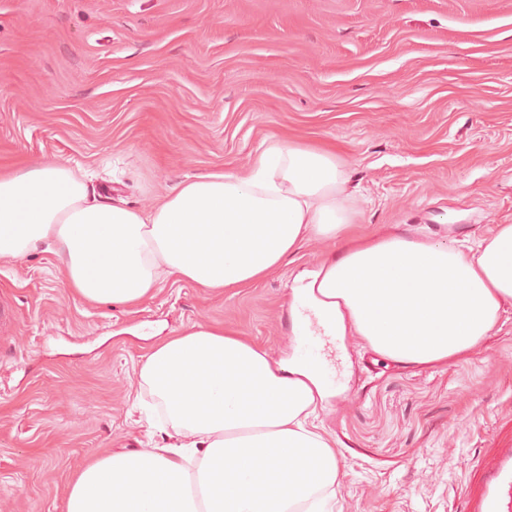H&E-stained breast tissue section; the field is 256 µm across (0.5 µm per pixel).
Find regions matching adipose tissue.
Masks as SVG:
<instances>
[{"mask_svg": "<svg viewBox=\"0 0 512 512\" xmlns=\"http://www.w3.org/2000/svg\"><path fill=\"white\" fill-rule=\"evenodd\" d=\"M347 183L329 148L272 136L243 173L195 175L135 210L46 161L0 173V258L53 252L75 297L132 309L167 282L252 287L306 241L337 240L292 293L327 334L405 366L477 347L512 307V224L465 249L359 239ZM139 380L172 444L89 460L64 512H334L345 472L313 423L327 393L301 353L278 361L234 326L194 324L149 349Z\"/></svg>", "mask_w": 512, "mask_h": 512, "instance_id": "ef3b65f1", "label": "adipose tissue"}]
</instances>
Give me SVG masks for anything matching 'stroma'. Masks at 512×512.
<instances>
[{
  "mask_svg": "<svg viewBox=\"0 0 512 512\" xmlns=\"http://www.w3.org/2000/svg\"><path fill=\"white\" fill-rule=\"evenodd\" d=\"M270 135L345 162L362 234L454 244L512 224V0H0V172L68 163L102 199L155 205L243 170ZM307 241L255 286L162 285L129 310L77 300L59 260H0V512H63L75 469L168 444L137 405L143 356L194 323L292 355ZM320 426L342 512H455L465 461L512 420V311L477 347L404 366L326 353Z\"/></svg>",
  "mask_w": 512,
  "mask_h": 512,
  "instance_id": "35a3bbf8",
  "label": "stroma"
}]
</instances>
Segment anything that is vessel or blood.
Masks as SVG:
<instances>
[{"label":"vessel or blood","instance_id":"1","mask_svg":"<svg viewBox=\"0 0 512 512\" xmlns=\"http://www.w3.org/2000/svg\"><path fill=\"white\" fill-rule=\"evenodd\" d=\"M459 512H512V438L491 435L463 469Z\"/></svg>","mask_w":512,"mask_h":512}]
</instances>
